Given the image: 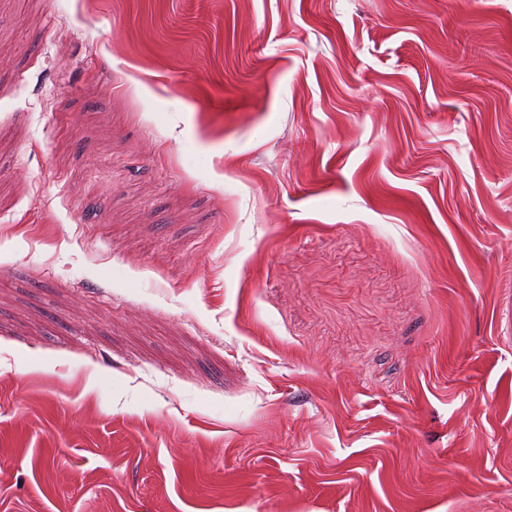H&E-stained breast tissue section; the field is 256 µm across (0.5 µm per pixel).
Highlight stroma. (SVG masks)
<instances>
[{"label": "stroma", "mask_w": 512, "mask_h": 512, "mask_svg": "<svg viewBox=\"0 0 512 512\" xmlns=\"http://www.w3.org/2000/svg\"><path fill=\"white\" fill-rule=\"evenodd\" d=\"M0 512H512V0H0Z\"/></svg>", "instance_id": "obj_1"}]
</instances>
